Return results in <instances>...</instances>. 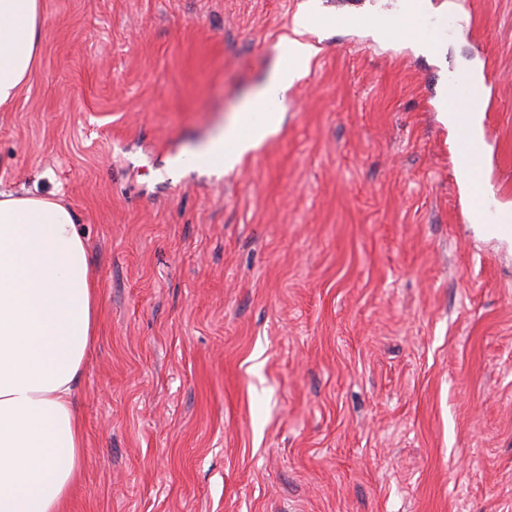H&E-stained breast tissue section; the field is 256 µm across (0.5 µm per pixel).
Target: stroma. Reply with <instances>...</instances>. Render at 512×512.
Returning <instances> with one entry per match:
<instances>
[{
	"label": "stroma",
	"mask_w": 512,
	"mask_h": 512,
	"mask_svg": "<svg viewBox=\"0 0 512 512\" xmlns=\"http://www.w3.org/2000/svg\"><path fill=\"white\" fill-rule=\"evenodd\" d=\"M451 2L429 57L317 49L279 131L193 161L306 0H44L0 109V188L56 193L97 273L65 512H512V237L455 185L441 93L481 70L512 211V0Z\"/></svg>",
	"instance_id": "stroma-1"
}]
</instances>
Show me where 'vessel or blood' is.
Here are the masks:
<instances>
[{"mask_svg":"<svg viewBox=\"0 0 512 512\" xmlns=\"http://www.w3.org/2000/svg\"><path fill=\"white\" fill-rule=\"evenodd\" d=\"M406 32L418 30L421 23L427 22L428 15L425 0H405L403 8ZM484 99V91L480 84L467 73L453 74L448 82V91L443 98V106L447 111H455L461 104H468L472 111L480 110ZM459 156L465 163L457 172L460 183L470 189L469 206L471 212L479 215L483 223L491 226H512V212L487 208L485 205L482 158L485 153L483 140L474 136L470 117L462 115L459 122L457 142Z\"/></svg>","mask_w":512,"mask_h":512,"instance_id":"vessel-or-blood-1","label":"vessel or blood"}]
</instances>
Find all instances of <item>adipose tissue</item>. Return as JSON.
<instances>
[{"label": "adipose tissue", "instance_id": "ef3b65f1", "mask_svg": "<svg viewBox=\"0 0 512 512\" xmlns=\"http://www.w3.org/2000/svg\"><path fill=\"white\" fill-rule=\"evenodd\" d=\"M42 26L43 0H0V107L35 74ZM329 26L309 0L264 77L195 157L230 172L276 133L317 53L304 35ZM96 302L76 215L51 194L0 191V512H63L74 489L85 463L76 391Z\"/></svg>", "mask_w": 512, "mask_h": 512}]
</instances>
